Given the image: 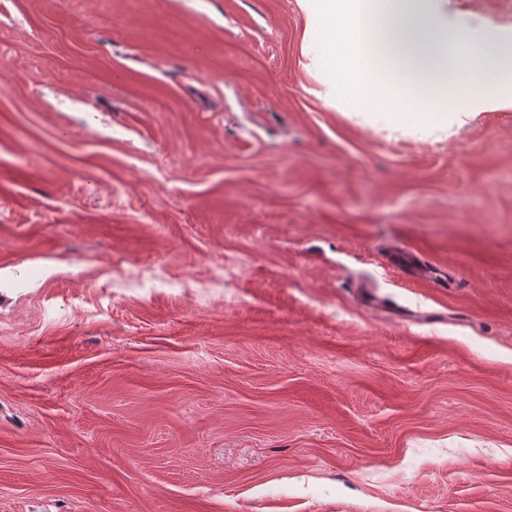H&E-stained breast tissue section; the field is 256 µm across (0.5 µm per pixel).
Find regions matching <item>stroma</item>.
Wrapping results in <instances>:
<instances>
[{"mask_svg": "<svg viewBox=\"0 0 512 512\" xmlns=\"http://www.w3.org/2000/svg\"><path fill=\"white\" fill-rule=\"evenodd\" d=\"M310 47L0 0V512H512V111L340 112Z\"/></svg>", "mask_w": 512, "mask_h": 512, "instance_id": "35a3bbf8", "label": "stroma"}]
</instances>
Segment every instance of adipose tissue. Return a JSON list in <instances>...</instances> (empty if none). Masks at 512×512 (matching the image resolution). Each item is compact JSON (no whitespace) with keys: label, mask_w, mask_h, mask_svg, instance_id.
Masks as SVG:
<instances>
[{"label":"adipose tissue","mask_w":512,"mask_h":512,"mask_svg":"<svg viewBox=\"0 0 512 512\" xmlns=\"http://www.w3.org/2000/svg\"><path fill=\"white\" fill-rule=\"evenodd\" d=\"M306 27L321 50L312 66L330 107L354 106L372 115L399 114L402 125L437 129L462 121L465 103L434 112H413L391 77L401 70L416 86L441 84L461 70L482 79L487 67L512 74V40L464 29L448 12V0H298ZM480 41L477 54L462 58L460 41Z\"/></svg>","instance_id":"ef3b65f1"}]
</instances>
